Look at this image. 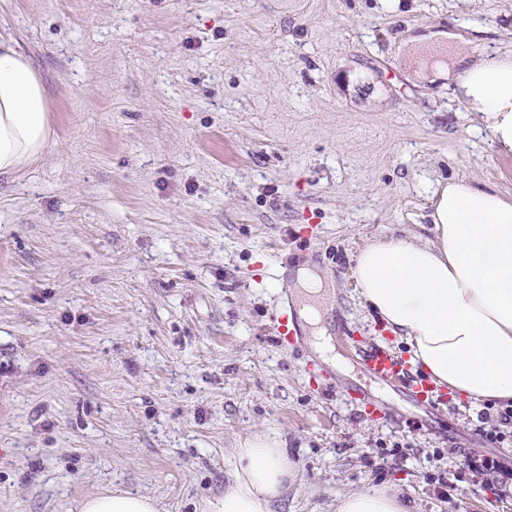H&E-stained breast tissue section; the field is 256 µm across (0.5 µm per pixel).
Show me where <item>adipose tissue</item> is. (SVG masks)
Listing matches in <instances>:
<instances>
[{"instance_id":"1","label":"adipose tissue","mask_w":512,"mask_h":512,"mask_svg":"<svg viewBox=\"0 0 512 512\" xmlns=\"http://www.w3.org/2000/svg\"><path fill=\"white\" fill-rule=\"evenodd\" d=\"M398 52L413 74L455 83L467 111L501 153L512 154V52L478 51L456 23L409 34ZM53 140L44 79L11 41L0 39V175L23 170ZM432 240L387 236L362 248L354 267L362 306L404 340L413 365L438 386L472 400L512 403V190L478 180L437 181L430 196ZM321 276L300 269L299 316L313 344L334 360L320 327ZM297 479L284 441L254 434L239 441L222 494L203 512H275ZM79 512H161L157 499L115 491L89 497ZM336 512H410L385 486L345 494Z\"/></svg>"}]
</instances>
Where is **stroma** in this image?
<instances>
[{
    "label": "stroma",
    "instance_id": "1",
    "mask_svg": "<svg viewBox=\"0 0 512 512\" xmlns=\"http://www.w3.org/2000/svg\"><path fill=\"white\" fill-rule=\"evenodd\" d=\"M452 19L512 44V0H0L54 131L0 176V512L107 491L199 512L257 432L298 464L276 512L384 483L412 512H512L468 467L512 463V426L490 442L485 402L420 403L356 356L410 353L361 306L355 255L429 237L437 180L512 189V156L396 54ZM306 264L336 365L276 341Z\"/></svg>",
    "mask_w": 512,
    "mask_h": 512
}]
</instances>
